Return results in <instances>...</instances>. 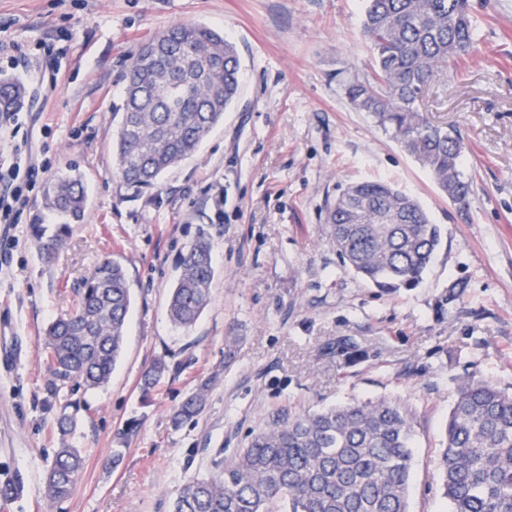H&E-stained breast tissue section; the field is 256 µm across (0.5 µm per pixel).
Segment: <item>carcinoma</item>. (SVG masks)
I'll return each mask as SVG.
<instances>
[{"mask_svg": "<svg viewBox=\"0 0 512 512\" xmlns=\"http://www.w3.org/2000/svg\"><path fill=\"white\" fill-rule=\"evenodd\" d=\"M363 32L372 75L339 72L351 107L372 116L424 168L440 191L464 212L472 180L462 169L465 146L452 127L429 122L419 101L451 59L469 55L478 30L469 0H364ZM236 45L202 24L173 23L132 57L122 112L112 130L115 168L136 191L198 149L240 91ZM25 86L0 78V120L20 111ZM43 206L59 222L37 235L50 258L68 226L86 217L81 176L61 173L43 187ZM328 233L343 262L375 288L393 292L420 283L441 242V228L420 202L385 181L347 186L328 208ZM171 288V321L189 328L206 308L214 278L211 247L200 234L182 254ZM131 294L125 267L102 260L85 278L76 307L50 323L44 342L56 379L86 390L109 383L125 341ZM154 361L143 394L165 376ZM207 384L175 409L174 426L203 410ZM412 430L397 403L377 400L293 415L280 411L251 435L224 469L181 488L173 512H409ZM83 467L81 449L62 446L45 478L53 503L69 498ZM449 512H512V392L479 378L458 387L438 459Z\"/></svg>", "mask_w": 512, "mask_h": 512, "instance_id": "1", "label": "carcinoma"}]
</instances>
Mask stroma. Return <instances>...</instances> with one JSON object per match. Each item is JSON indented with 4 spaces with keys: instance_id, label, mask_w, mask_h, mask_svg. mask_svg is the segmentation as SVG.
Returning <instances> with one entry per match:
<instances>
[{
    "instance_id": "35a3bbf8",
    "label": "stroma",
    "mask_w": 512,
    "mask_h": 512,
    "mask_svg": "<svg viewBox=\"0 0 512 512\" xmlns=\"http://www.w3.org/2000/svg\"><path fill=\"white\" fill-rule=\"evenodd\" d=\"M471 6L479 40L421 106L464 139L463 215L336 81L367 70L363 0H0V77L28 89L19 123L33 157L45 178L74 169L87 189L86 220L52 259L34 242L42 185L0 223V481L21 486L0 512H171L187 480L220 472L278 410L380 399L412 417L410 512H446L436 465L459 384L512 391V0ZM174 22L235 43L240 94L192 157L137 192L115 171L112 114L132 56ZM12 45L24 59L11 62ZM366 179L394 182L442 228L416 287L382 293L337 255L326 209ZM201 233L215 275L182 329L168 299ZM106 258L125 266L132 304L110 383L87 390L54 378L42 336ZM455 281L464 293L441 307ZM159 356L169 373L143 393ZM206 379L204 410L174 428L173 409ZM63 409L77 419L64 438ZM63 442L84 466L54 504L45 476Z\"/></svg>"
}]
</instances>
